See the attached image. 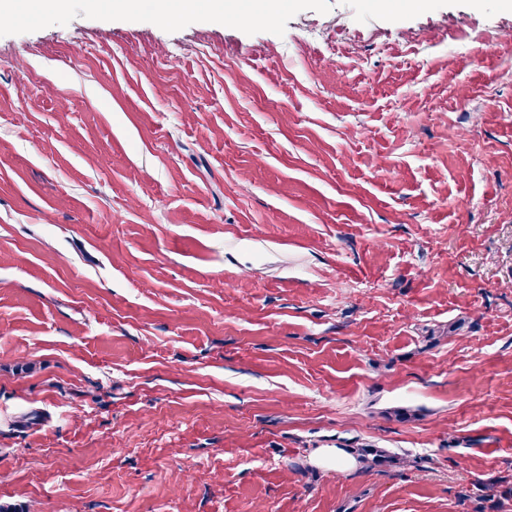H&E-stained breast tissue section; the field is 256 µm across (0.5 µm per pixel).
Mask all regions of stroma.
<instances>
[{
	"label": "stroma",
	"instance_id": "stroma-1",
	"mask_svg": "<svg viewBox=\"0 0 512 512\" xmlns=\"http://www.w3.org/2000/svg\"><path fill=\"white\" fill-rule=\"evenodd\" d=\"M455 28L512 0L0 19V503L512 512V42ZM358 26H361L359 15L354 17L340 16L323 27L316 24L308 25L305 30V37L309 42L334 47L336 46V32L344 40H350ZM352 453L370 468L383 465L404 466L407 461L404 458L388 455L384 450L379 448H352Z\"/></svg>",
	"mask_w": 512,
	"mask_h": 512
}]
</instances>
